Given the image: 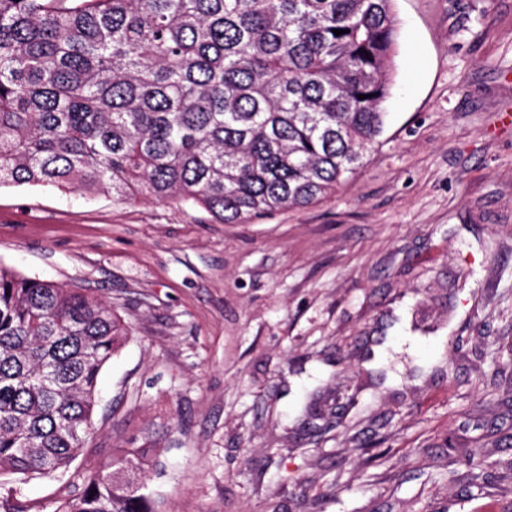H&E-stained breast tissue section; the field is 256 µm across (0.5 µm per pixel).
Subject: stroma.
Returning <instances> with one entry per match:
<instances>
[{"mask_svg": "<svg viewBox=\"0 0 512 512\" xmlns=\"http://www.w3.org/2000/svg\"><path fill=\"white\" fill-rule=\"evenodd\" d=\"M384 131L326 198L238 224L82 187H0V263L129 328L55 512L153 449L161 512H504L512 450V0H394ZM384 438L370 463L361 433ZM467 453L457 468L446 440Z\"/></svg>", "mask_w": 512, "mask_h": 512, "instance_id": "stroma-1", "label": "stroma"}]
</instances>
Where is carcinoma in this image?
<instances>
[{
    "label": "carcinoma",
    "mask_w": 512,
    "mask_h": 512,
    "mask_svg": "<svg viewBox=\"0 0 512 512\" xmlns=\"http://www.w3.org/2000/svg\"><path fill=\"white\" fill-rule=\"evenodd\" d=\"M392 2L0 0V186L76 182L224 224L309 205L383 132ZM126 336L86 289L0 264V512H33L16 485L67 472ZM150 452L56 512H156Z\"/></svg>",
    "instance_id": "1"
}]
</instances>
